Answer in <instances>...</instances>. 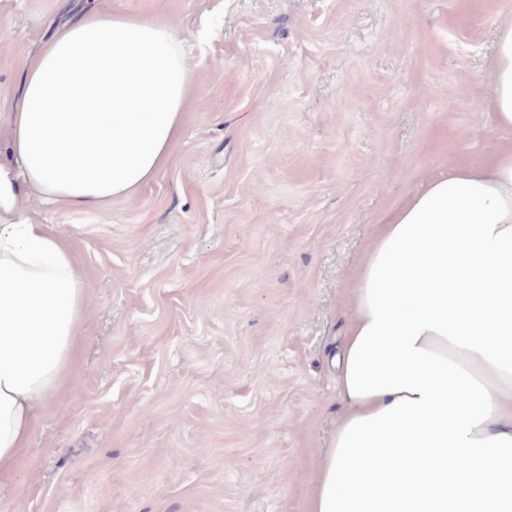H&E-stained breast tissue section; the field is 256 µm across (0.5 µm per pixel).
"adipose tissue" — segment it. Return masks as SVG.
<instances>
[{"instance_id": "ef3b65f1", "label": "adipose tissue", "mask_w": 512, "mask_h": 512, "mask_svg": "<svg viewBox=\"0 0 512 512\" xmlns=\"http://www.w3.org/2000/svg\"><path fill=\"white\" fill-rule=\"evenodd\" d=\"M0 113V478L34 406L64 385L84 279L47 205L100 209L174 151L192 73L167 22L108 10L24 59ZM490 108L512 131V14ZM345 412L309 512H512V147L426 179L381 225L354 279L336 353Z\"/></svg>"}]
</instances>
